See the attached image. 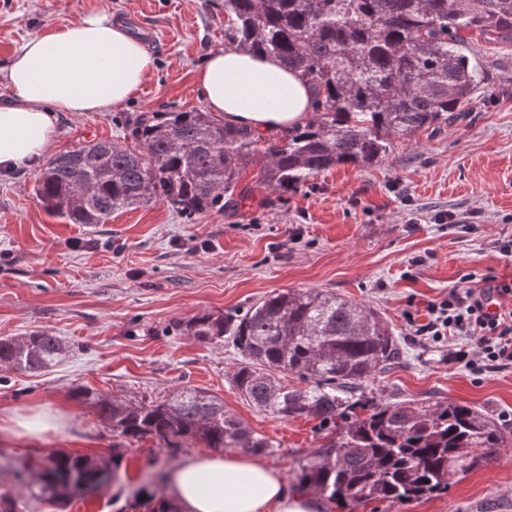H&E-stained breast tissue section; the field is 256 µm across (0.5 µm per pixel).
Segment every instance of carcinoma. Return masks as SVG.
Returning a JSON list of instances; mask_svg holds the SVG:
<instances>
[{
    "label": "carcinoma",
    "instance_id": "obj_1",
    "mask_svg": "<svg viewBox=\"0 0 512 512\" xmlns=\"http://www.w3.org/2000/svg\"><path fill=\"white\" fill-rule=\"evenodd\" d=\"M512 39V0H224V44L272 55L315 86L317 105L302 127L266 140L203 110L156 112L127 127L123 144L101 140L49 159L34 184L48 214L71 224H106L112 214L164 203L193 221L236 207L242 170L265 159L261 184L296 191L337 165L381 161L393 139H410L468 111L481 80L463 35ZM171 329L227 343L242 360L234 385L275 417H310L330 440L299 465L301 487L330 501H412L448 491L451 481L491 461L506 443L486 411L448 401L376 403L351 395L400 357L378 312L328 290L286 289L247 310L200 313ZM71 347L36 331L0 339V365L42 372ZM298 377L289 387L276 374ZM76 397L120 438H153L170 457L190 443L264 452L224 401L192 385L162 399H117L80 387ZM121 454L58 451L32 473L41 496L59 502L120 479ZM141 512H180L173 500H135Z\"/></svg>",
    "mask_w": 512,
    "mask_h": 512
}]
</instances>
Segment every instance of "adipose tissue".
Masks as SVG:
<instances>
[{
  "label": "adipose tissue",
  "instance_id": "ef3b65f1",
  "mask_svg": "<svg viewBox=\"0 0 512 512\" xmlns=\"http://www.w3.org/2000/svg\"><path fill=\"white\" fill-rule=\"evenodd\" d=\"M142 43L108 8L29 39L6 69L0 102V169L29 167L50 150L62 112H104L127 101L151 75ZM208 111L225 123L271 135L305 123L310 86L279 60L239 50L209 54L195 73ZM55 404L0 418V438L42 441L63 433ZM170 490L184 512H316L315 498L279 469L250 455L199 453L174 468Z\"/></svg>",
  "mask_w": 512,
  "mask_h": 512
}]
</instances>
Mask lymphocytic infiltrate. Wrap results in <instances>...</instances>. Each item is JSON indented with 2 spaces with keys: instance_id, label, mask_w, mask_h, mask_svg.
Returning a JSON list of instances; mask_svg holds the SVG:
<instances>
[{
  "instance_id": "obj_1",
  "label": "lymphocytic infiltrate",
  "mask_w": 512,
  "mask_h": 512,
  "mask_svg": "<svg viewBox=\"0 0 512 512\" xmlns=\"http://www.w3.org/2000/svg\"><path fill=\"white\" fill-rule=\"evenodd\" d=\"M512 281L490 277L485 287H452L447 298L430 302V319L416 326L415 335L438 343L447 336L462 339L461 347L449 350L450 362L472 369L512 367Z\"/></svg>"
}]
</instances>
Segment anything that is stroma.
<instances>
[{
  "label": "stroma",
  "mask_w": 512,
  "mask_h": 512,
  "mask_svg": "<svg viewBox=\"0 0 512 512\" xmlns=\"http://www.w3.org/2000/svg\"><path fill=\"white\" fill-rule=\"evenodd\" d=\"M108 3L130 34L153 30L146 50L152 76L123 105L62 115L54 151L92 140H122L148 112L202 107L194 75L224 46V0H0V101L3 74L24 43ZM468 40L482 80L469 112L436 131L397 139L387 158L342 164L299 190L278 196L258 185L260 163L241 173L251 201L187 221L162 203L115 213L90 229L49 215L33 187L40 167L0 171V338L43 329L73 352L50 372L0 365V417L43 402L60 404L67 437L4 441L7 462L65 450L111 455L120 448L130 486L113 485L67 503L37 497L36 485L0 466V488L19 512H124L132 488H145L151 464L174 468L203 452L195 443L168 458L152 439H119L79 387L117 396L163 397L192 385L223 399L256 435L271 442L260 460L295 482L298 462L325 442L316 420L275 418L240 396L233 347L166 332L167 323L200 312L244 309L283 289H327L381 313L402 356L362 382L366 398L463 402L492 414L508 436L493 462L453 482L446 493L408 503L336 504L329 512H512V368L480 372L448 361L457 338L412 340L430 301L462 278L480 288L486 276L512 278V260L496 242L512 236V41ZM452 212L472 231L440 223Z\"/></svg>",
  "instance_id": "stroma-1"
}]
</instances>
